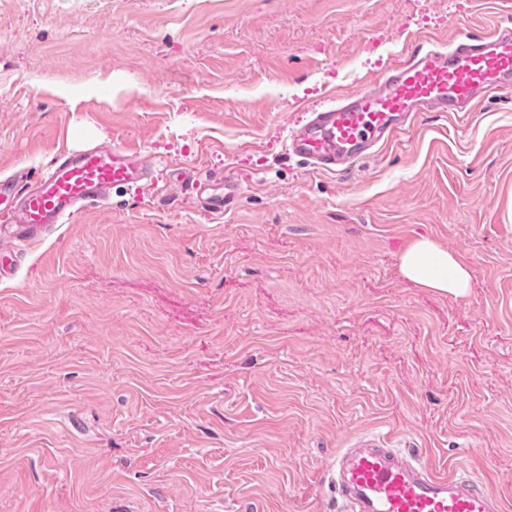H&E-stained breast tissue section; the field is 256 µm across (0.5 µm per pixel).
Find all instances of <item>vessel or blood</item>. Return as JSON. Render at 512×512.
Returning <instances> with one entry per match:
<instances>
[{
	"instance_id": "vessel-or-blood-1",
	"label": "vessel or blood",
	"mask_w": 512,
	"mask_h": 512,
	"mask_svg": "<svg viewBox=\"0 0 512 512\" xmlns=\"http://www.w3.org/2000/svg\"><path fill=\"white\" fill-rule=\"evenodd\" d=\"M511 88V27L461 35L444 50L412 44L381 75L309 112L292 129L288 150L314 169L340 173L405 131L421 113L461 117L487 94ZM126 188L157 190L152 163L129 148L91 147L60 155L33 187L0 181V216L25 239L67 223ZM195 189L213 213L237 198L229 178L219 197L208 195L204 183ZM329 481L343 512H502L500 498L481 481L463 473H437L384 435L362 436L340 449Z\"/></svg>"
}]
</instances>
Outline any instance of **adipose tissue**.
I'll use <instances>...</instances> for the list:
<instances>
[{"label": "adipose tissue", "instance_id": "ef3b65f1", "mask_svg": "<svg viewBox=\"0 0 512 512\" xmlns=\"http://www.w3.org/2000/svg\"><path fill=\"white\" fill-rule=\"evenodd\" d=\"M399 269L409 281L454 297L464 296L471 285L467 265L429 238L415 241L401 255Z\"/></svg>", "mask_w": 512, "mask_h": 512}]
</instances>
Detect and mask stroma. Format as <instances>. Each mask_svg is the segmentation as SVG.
Here are the masks:
<instances>
[{"label": "stroma", "instance_id": "stroma-1", "mask_svg": "<svg viewBox=\"0 0 512 512\" xmlns=\"http://www.w3.org/2000/svg\"><path fill=\"white\" fill-rule=\"evenodd\" d=\"M505 0H0V180L112 145L169 163L27 242L0 229V512H339L376 432L512 512V92L343 174L291 124ZM236 204L209 214L182 180ZM457 253L455 298L400 273ZM399 269L409 281L450 296H464L471 273L454 253L429 238L415 241L400 257Z\"/></svg>", "mask_w": 512, "mask_h": 512}]
</instances>
